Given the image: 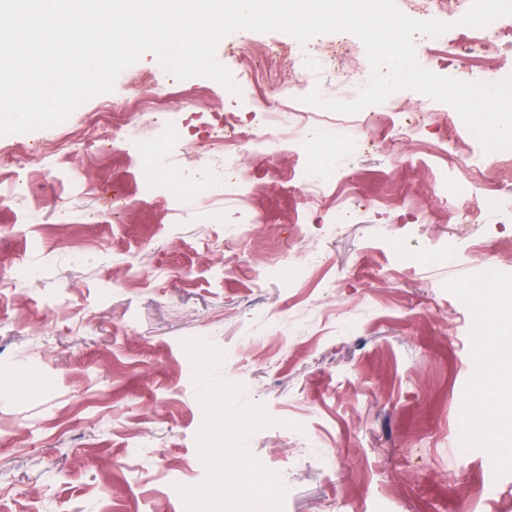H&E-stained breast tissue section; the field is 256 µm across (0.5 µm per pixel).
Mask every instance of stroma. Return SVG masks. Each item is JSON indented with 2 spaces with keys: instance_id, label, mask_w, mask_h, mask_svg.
Masks as SVG:
<instances>
[{
  "instance_id": "stroma-1",
  "label": "stroma",
  "mask_w": 512,
  "mask_h": 512,
  "mask_svg": "<svg viewBox=\"0 0 512 512\" xmlns=\"http://www.w3.org/2000/svg\"><path fill=\"white\" fill-rule=\"evenodd\" d=\"M231 75L253 72L231 94L205 77L178 80L172 119L223 114L241 130L274 112L288 149L242 168L252 191L226 195L204 122L173 139L143 114L166 71L154 53L123 70L114 92L131 126L146 131L159 168L213 181L177 201H139L142 176L91 124L94 97L63 125L0 137V512H184L177 485L203 481L196 448L203 412L181 342L220 347V376L243 383L275 426L250 451L287 488L284 512H512V452L489 446L483 424L512 418V398L461 408L479 393V329L495 334L494 299L480 274L496 265L512 292V220L478 209L466 234L418 165L455 138L474 158L470 176L512 197V170L489 159L455 110L402 89L351 115L285 111L292 83L353 101L348 79L369 72L353 34L298 42L282 32L238 31L217 48ZM315 60L292 70L304 53ZM433 73L462 81L512 67V43L487 52L466 38L416 51ZM420 121L405 145L388 113ZM63 142L65 155L41 145ZM334 175L319 197L299 195L306 163ZM26 194L6 195L14 167ZM237 224H252L239 241ZM456 252V265L442 254ZM288 279L263 278L271 263ZM146 268L143 277L131 267Z\"/></svg>"
}]
</instances>
